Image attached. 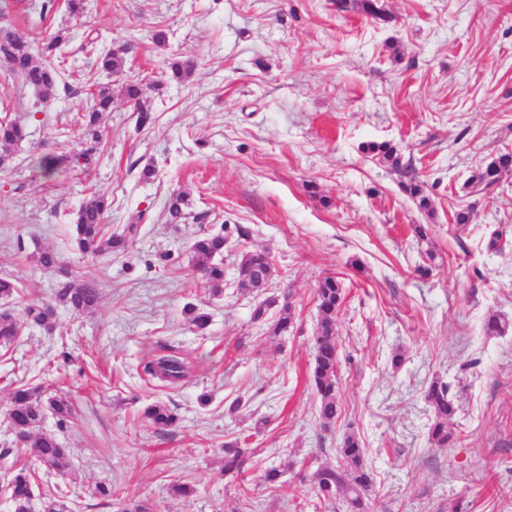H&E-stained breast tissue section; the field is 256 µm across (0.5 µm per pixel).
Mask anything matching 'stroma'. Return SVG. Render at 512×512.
Listing matches in <instances>:
<instances>
[{
  "label": "stroma",
  "instance_id": "stroma-1",
  "mask_svg": "<svg viewBox=\"0 0 512 512\" xmlns=\"http://www.w3.org/2000/svg\"><path fill=\"white\" fill-rule=\"evenodd\" d=\"M0 0V26L33 46L55 32L70 92L51 104L0 66V97L28 137L0 171V275L54 302L59 277L37 266L54 248L101 290L94 312L56 308L53 331L28 327L0 347V448L16 444L11 394L22 382L71 398L73 419L46 414L41 429L71 450L66 473L40 478L33 512H53L59 489L75 512H120L143 500L155 512H345L318 502L307 480L336 464L353 432L373 478L368 512H512V176L493 193L463 185L512 152V0H378L375 20L350 0H84L70 15L57 0ZM123 47L120 73L97 52ZM191 60L178 80L172 63ZM112 88L105 143L90 173L43 176L38 161L80 136L90 88ZM141 85L153 119L138 126L124 90ZM390 142L399 167L368 153ZM151 178H143L145 166ZM414 170L434 201L418 209L400 188ZM108 195L106 224L137 225L125 253L86 256L70 219L89 192ZM189 216L168 223L172 195ZM467 210L470 223L455 222ZM429 227L418 240L414 225ZM224 230V285H205L192 241ZM499 232L504 251L489 250ZM263 249L275 275L263 296L240 290L243 250ZM436 255L427 277L416 268ZM345 289L337 321L340 368L335 425L321 430L310 382L316 288ZM292 306L280 336L252 319ZM210 315L205 330L186 306ZM502 331L487 334L489 317ZM192 366L170 385L143 366L164 348ZM403 354L393 365L394 354ZM447 382L456 413L444 448L429 440L423 394ZM175 408L159 431L145 406ZM251 453L249 494L224 475V444ZM283 476L270 487L266 469ZM109 498H94L96 484ZM183 484L180 495L172 487Z\"/></svg>",
  "mask_w": 512,
  "mask_h": 512
}]
</instances>
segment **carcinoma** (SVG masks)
<instances>
[{
	"instance_id": "cac0c4a2",
	"label": "carcinoma",
	"mask_w": 512,
	"mask_h": 512,
	"mask_svg": "<svg viewBox=\"0 0 512 512\" xmlns=\"http://www.w3.org/2000/svg\"><path fill=\"white\" fill-rule=\"evenodd\" d=\"M64 40L63 32L53 34L46 42L40 58H35L26 37L11 29L0 30V64L23 85L39 92L45 101L56 97L58 87L69 90L65 80L66 68L57 59L56 51ZM119 52L108 49L100 53V67L109 74L118 73L122 67ZM92 104L86 115V136L88 142H80L65 152L46 154L40 158L39 166L44 174L51 176L61 169L89 168L96 162L98 146L103 142V115L112 110V89L101 85L92 92ZM126 96L134 102L139 112L137 122L143 126L151 120L149 109L143 103V89L130 84ZM28 135L26 127L16 120L0 119V170L10 166L12 155L9 147L24 141ZM512 174V154L504 153L494 157L484 168L465 182V186L475 193L490 192L501 181ZM405 191L416 201L419 209L431 211L433 201L426 193L424 185L409 179ZM187 200L180 194L173 197L167 207V218L178 222L185 217ZM111 207L108 196L92 192L77 210L73 224V239L78 250L84 255H101L124 252L133 245L138 225L128 224L119 230L108 232L104 224L107 211ZM229 244L222 233L205 234L198 237L190 246V251L201 259L197 270L205 284L219 288L224 284V263L215 261L224 256V248ZM38 265L56 271L62 280L58 284L55 298L76 313H89L96 309L100 291L91 283L74 284L70 281L74 271L62 263L58 252L44 249L36 256ZM274 272L271 256L264 250H246L240 254L238 265V288L258 292L269 282ZM318 322L313 336V363L311 380L319 396L318 418L323 430L330 428L337 420L339 406L337 399V373L339 352L336 340V319L343 302V284L334 276L324 277L317 286ZM292 320L291 306L283 304L280 315L268 324L272 336H280L288 331ZM35 324L51 331L55 325V307L51 304L31 301L24 308L23 320H18L11 311L0 312V346H9L19 336L22 323ZM144 373L170 384L181 381L187 373L184 361L173 354H165L148 362ZM449 386L440 380L433 381L425 391L424 400L433 409L435 421L430 428L431 443L438 448L448 446L451 434L448 433V418L454 415L455 406L448 397ZM50 409L63 423L72 417L73 406L65 397H47L39 386L21 384L16 387L9 417L13 428L18 432V440L31 449L36 461L44 471L62 472L70 465V451L50 433L40 431L45 409ZM143 418L155 427H169L177 417L169 406L155 402L143 410ZM13 450H0V460L10 478L6 489L12 512H31L33 488L38 473L28 464H19L10 459ZM337 465H326L316 469L310 476L314 483L317 498L321 501L341 500L349 512H366L367 500L372 489V478L364 463V449L355 434H345L337 448ZM250 451L239 447V441L224 444V474L245 478L248 471Z\"/></svg>"
}]
</instances>
